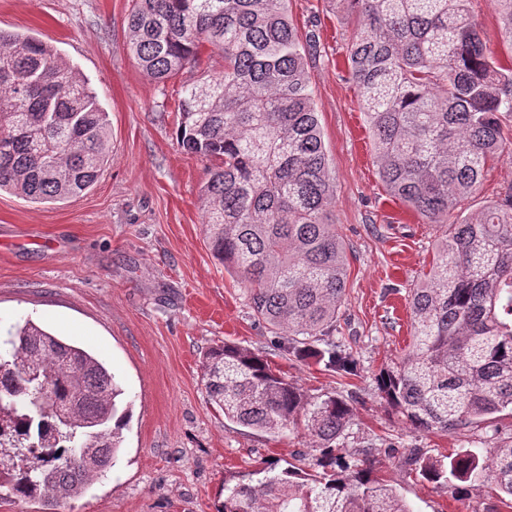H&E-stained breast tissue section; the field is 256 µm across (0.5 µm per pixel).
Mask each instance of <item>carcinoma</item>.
Wrapping results in <instances>:
<instances>
[{"label":"carcinoma","mask_w":512,"mask_h":512,"mask_svg":"<svg viewBox=\"0 0 512 512\" xmlns=\"http://www.w3.org/2000/svg\"><path fill=\"white\" fill-rule=\"evenodd\" d=\"M357 21L348 69L388 195L429 224L461 208L508 149L512 64L487 50L470 0H347ZM512 54V0H493ZM126 50L164 83L198 64L207 43L224 68L181 87L175 136L216 161L202 187L212 255L244 288L283 355L357 371L339 338L347 257L333 224L335 186L307 61L288 0H135ZM107 113L57 49L0 29V192L61 202L96 182L109 155ZM408 351L377 388L420 432L512 416V187L446 225L434 263L409 296ZM0 490L19 499L79 496L113 464L131 418L96 355L25 320L0 339ZM209 400L272 438L304 422L311 469L269 459L224 481L217 512H412L375 477L373 445L349 446L354 414L335 395L310 400L260 353L224 344L203 358ZM48 384L55 405L31 401ZM404 464L457 493L487 488L512 509V439L448 461L412 449Z\"/></svg>","instance_id":"obj_1"}]
</instances>
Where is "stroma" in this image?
<instances>
[{
  "label": "stroma",
  "instance_id": "35a3bbf8",
  "mask_svg": "<svg viewBox=\"0 0 512 512\" xmlns=\"http://www.w3.org/2000/svg\"><path fill=\"white\" fill-rule=\"evenodd\" d=\"M133 0H0V29L53 45L107 112L111 153L97 182L64 202L0 193V335L33 320L105 361L132 418L112 468L76 499L20 500L0 512H215L225 477L269 457L295 463L310 448L303 428L273 439L227 420L208 400L203 355L235 344L260 352L313 400L353 401L350 445L378 447L376 473L412 512H490L488 495L458 496L407 470L418 448L442 459L492 448L512 416L468 431L417 432L392 415L376 376L411 341L407 299L428 273L441 236L387 194L351 81L354 17L342 0H289L300 33L316 31L309 77L336 193L332 220L347 252L338 316L359 359L338 375L282 355L249 301L209 250L200 190L208 160L181 153L173 112L182 85L221 71L219 52L167 83L149 78L124 45ZM512 187V155L489 164L471 202L478 211Z\"/></svg>",
  "mask_w": 512,
  "mask_h": 512
}]
</instances>
